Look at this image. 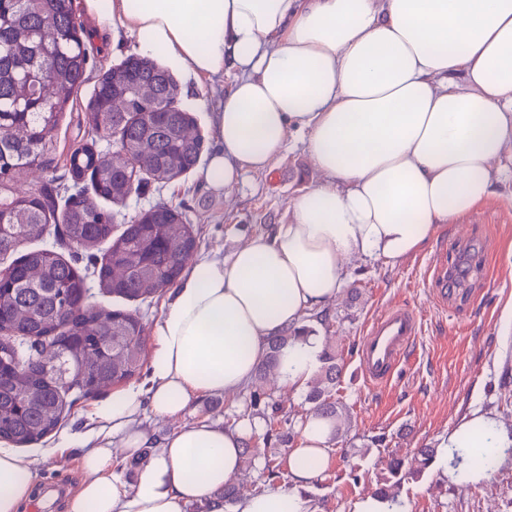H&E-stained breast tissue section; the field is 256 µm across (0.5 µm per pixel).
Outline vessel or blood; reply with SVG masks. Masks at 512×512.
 Masks as SVG:
<instances>
[{
  "label": "vessel or blood",
  "instance_id": "vessel-or-blood-1",
  "mask_svg": "<svg viewBox=\"0 0 512 512\" xmlns=\"http://www.w3.org/2000/svg\"><path fill=\"white\" fill-rule=\"evenodd\" d=\"M448 272V263L442 259L431 270L433 297L443 306L448 303ZM418 333V315L409 305H390L378 313L367 325L357 351L366 382L387 384L407 361Z\"/></svg>",
  "mask_w": 512,
  "mask_h": 512
}]
</instances>
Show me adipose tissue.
<instances>
[{"instance_id":"adipose-tissue-1","label":"adipose tissue","mask_w":512,"mask_h":512,"mask_svg":"<svg viewBox=\"0 0 512 512\" xmlns=\"http://www.w3.org/2000/svg\"><path fill=\"white\" fill-rule=\"evenodd\" d=\"M119 22L137 48L200 79L234 72L214 114L218 147L203 171L221 190L270 170L289 130L306 135L325 185L299 196L290 223L250 239L228 259L185 267L157 319L145 386L91 411L84 478L65 512H224L249 425H182L161 439L146 413L176 418L206 394L251 383L269 342L299 329L342 287L345 258L399 263L436 231L494 196L492 164L512 142V0H84ZM321 341L282 348L278 382L305 387ZM466 421L438 457L470 443L511 448L512 432ZM331 428L309 418L289 457V486L236 502L233 512H313L305 492L329 462ZM151 454L132 486L116 454ZM34 496L24 458L0 448V512Z\"/></svg>"}]
</instances>
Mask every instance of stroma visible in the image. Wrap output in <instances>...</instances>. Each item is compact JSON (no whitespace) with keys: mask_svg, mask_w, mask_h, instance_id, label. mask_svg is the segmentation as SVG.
Listing matches in <instances>:
<instances>
[{"mask_svg":"<svg viewBox=\"0 0 512 512\" xmlns=\"http://www.w3.org/2000/svg\"><path fill=\"white\" fill-rule=\"evenodd\" d=\"M73 8L88 51L86 79L63 112L42 162L15 182L18 190L71 186L74 149L92 140L101 149L112 147L111 138H93L88 103L99 78L138 49L120 24L98 26L87 20L84 0H73ZM175 80L179 105L193 113L207 152H214L213 115L233 75L197 80L179 73ZM493 167L499 173L495 196L437 231L423 251L396 264L361 255L347 258V277L328 305L327 321L310 322L323 344L342 355L335 397L348 417L345 433L330 441L329 465L309 487L314 512H351L356 500L379 488L389 458L412 459L417 449L436 446L472 414L512 428V145ZM325 181L305 137L292 130L272 170L245 173L227 192L208 188L197 168L178 181L147 186L114 212L121 221L160 201L181 207L199 238L196 258L225 259L247 237L270 234L288 223L293 200ZM462 251L488 253L487 266L449 289L447 305H438L430 287L431 264L439 255ZM395 303L416 310L420 333L410 360L393 379L371 386L355 376L356 352L367 322ZM246 397L243 391L206 395L179 418L149 414L143 426L157 438L194 421L224 427L243 414ZM91 407V402L77 401L59 430L20 450L34 476L35 492L46 502L45 512H63L64 501L54 498L53 488L71 492L83 479L82 450L66 441L85 431ZM375 437L382 438L381 446L372 445ZM398 500L404 512H512V456L501 455L473 486L455 484L435 467L420 477H405Z\"/></svg>","mask_w":512,"mask_h":512,"instance_id":"1","label":"stroma"}]
</instances>
